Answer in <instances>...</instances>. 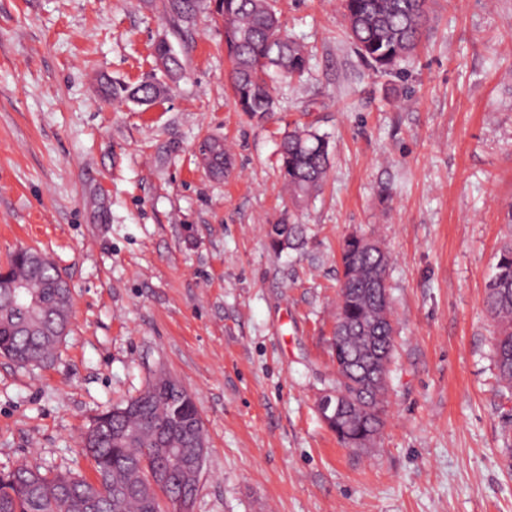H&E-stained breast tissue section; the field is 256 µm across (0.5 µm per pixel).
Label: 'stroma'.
I'll return each instance as SVG.
<instances>
[{"label":"stroma","instance_id":"obj_1","mask_svg":"<svg viewBox=\"0 0 512 512\" xmlns=\"http://www.w3.org/2000/svg\"><path fill=\"white\" fill-rule=\"evenodd\" d=\"M307 46L272 76L276 112L238 111L221 21L174 29L149 0H0V266L45 252L73 295L52 363L0 356V472L92 476L82 432L158 371L194 396L208 451L194 512H512V392L486 288L512 240V0H429L415 56L376 73L341 0H274ZM167 39L184 64L152 105L135 85ZM327 137L321 193L278 171L294 125ZM223 141L211 176L198 155ZM304 228L274 247L267 228ZM389 252L386 423L348 448L317 412L336 378L340 248ZM165 84L160 78L152 74L137 86L129 87L121 83H110L107 87V94L115 99H126L130 101H141V104H148L157 99L164 92ZM198 151L207 161L209 167L216 170L226 169L229 165V157L224 153V143L207 137L199 144Z\"/></svg>","mask_w":512,"mask_h":512}]
</instances>
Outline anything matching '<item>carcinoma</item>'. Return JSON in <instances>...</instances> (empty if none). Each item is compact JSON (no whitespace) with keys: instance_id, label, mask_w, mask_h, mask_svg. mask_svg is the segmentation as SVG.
Wrapping results in <instances>:
<instances>
[{"instance_id":"carcinoma-1","label":"carcinoma","mask_w":512,"mask_h":512,"mask_svg":"<svg viewBox=\"0 0 512 512\" xmlns=\"http://www.w3.org/2000/svg\"><path fill=\"white\" fill-rule=\"evenodd\" d=\"M204 6V0H162L164 13L178 21H189ZM347 34L359 57L376 70L390 73L412 55L429 21L427 0H342ZM215 14L224 23V45L232 61L231 81L235 104L243 112L264 116L275 111L276 102L269 84L270 73L300 78L308 68V54L299 43L282 36L272 0H216ZM172 46L157 43L155 53L167 58L166 72L171 79L182 70L178 57H171ZM165 84L152 75L134 87L111 83L107 94L148 104L164 92ZM198 151L207 164L225 169L229 157L224 144L207 137ZM280 168L295 199L302 201L318 192L330 164L329 142L308 128H295L281 141ZM297 224H271L268 236L273 245L289 248L299 240ZM32 250L15 252L8 276L24 278L32 290L51 302L56 312L45 317V330L30 335L21 328L22 313L10 296L0 290V355L19 365H38L51 361L61 342L60 330L69 328L72 295L67 280L51 260L38 269L30 262ZM343 278L336 315L344 317L347 329L343 348L333 351L340 372L357 371L349 361L362 354L363 326L370 325L380 337L386 360L394 354V321L381 315L377 289L371 282L386 277L389 255L379 242L351 236L341 252ZM486 306L498 325L495 365L498 376L512 389V244L502 247L496 272L488 283ZM170 378L155 376L135 398L100 414V436L94 451L86 453L95 476H103L109 488L102 491L96 481L70 473L41 472L22 466L0 475V512H164L163 502L180 490L181 483L171 478L153 485L149 469L140 465L142 449L155 441L156 429L176 419L186 428L173 433L172 441L189 448L199 439L196 425L198 409L190 395L168 393ZM336 400L353 403L355 412L347 428L372 441L384 425V396L387 385L357 389L336 380Z\"/></svg>"}]
</instances>
